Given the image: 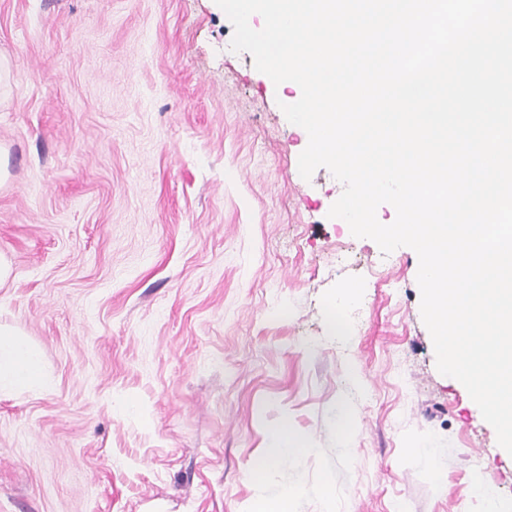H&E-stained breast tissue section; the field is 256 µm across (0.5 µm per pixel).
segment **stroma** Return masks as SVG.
Returning a JSON list of instances; mask_svg holds the SVG:
<instances>
[{
	"label": "stroma",
	"mask_w": 512,
	"mask_h": 512,
	"mask_svg": "<svg viewBox=\"0 0 512 512\" xmlns=\"http://www.w3.org/2000/svg\"><path fill=\"white\" fill-rule=\"evenodd\" d=\"M232 37L215 0H0V327L50 382L0 391V512H484L482 478L512 512L416 252L329 217L295 90ZM283 418L309 449L267 481Z\"/></svg>",
	"instance_id": "1"
}]
</instances>
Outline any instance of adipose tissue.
I'll use <instances>...</instances> for the list:
<instances>
[{"mask_svg": "<svg viewBox=\"0 0 512 512\" xmlns=\"http://www.w3.org/2000/svg\"><path fill=\"white\" fill-rule=\"evenodd\" d=\"M43 382L37 350L18 332L0 328V390L24 391Z\"/></svg>", "mask_w": 512, "mask_h": 512, "instance_id": "obj_1", "label": "adipose tissue"}]
</instances>
